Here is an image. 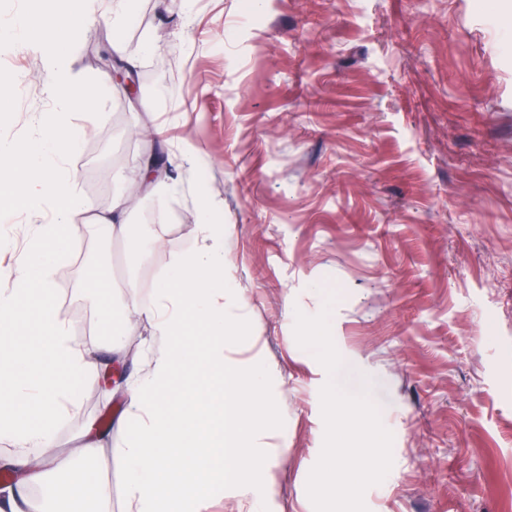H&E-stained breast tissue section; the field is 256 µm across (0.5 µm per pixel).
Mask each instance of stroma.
I'll return each instance as SVG.
<instances>
[{"label": "stroma", "mask_w": 512, "mask_h": 512, "mask_svg": "<svg viewBox=\"0 0 512 512\" xmlns=\"http://www.w3.org/2000/svg\"><path fill=\"white\" fill-rule=\"evenodd\" d=\"M65 63L96 84L105 107L72 117L66 166L87 202L81 224L136 189L127 221H145V155L174 171L164 245L130 264L105 244L117 297L142 299L195 239V175L223 205L225 277L244 298L254 348L284 426L268 431L272 512H313L306 493L323 443L328 379L300 348L296 312L325 292L339 381L363 378L393 435V467L364 496L369 512H512V0H94ZM136 59L129 101L111 76L113 43ZM0 72L29 75L0 111V137L27 139L54 101L40 56L0 42ZM96 245L71 237L57 263L71 334L129 377L144 373L151 324L131 318L124 347L96 336L80 290ZM121 388L87 380L65 411L56 453L83 447L96 423L108 444L84 465L124 512L113 424Z\"/></svg>", "instance_id": "35a3bbf8"}]
</instances>
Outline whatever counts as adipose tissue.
Masks as SVG:
<instances>
[{"instance_id": "adipose-tissue-1", "label": "adipose tissue", "mask_w": 512, "mask_h": 512, "mask_svg": "<svg viewBox=\"0 0 512 512\" xmlns=\"http://www.w3.org/2000/svg\"><path fill=\"white\" fill-rule=\"evenodd\" d=\"M65 25L38 31L18 17L0 24V41L36 44L48 66L49 92L56 107L52 120L39 123L30 142L19 144L0 138V213L37 214L42 203L53 206V217L32 227V235L14 267L0 268V438L16 449L7 466L24 462L27 451H52L60 421L68 406L77 404L83 382L98 373L91 354L73 339L56 312L55 274L59 258L71 236V217L83 210L72 178L63 164L71 140L70 116L78 107L99 105L96 91L72 80L59 54L68 43ZM132 200L113 197L107 213L94 224L106 238L123 240L131 256L160 248L162 236L142 238L131 231L125 214ZM29 304L20 315L21 304ZM31 335L37 342L26 355L16 352L18 336ZM70 498L87 502L91 512H109L111 490L85 467L69 468L61 488Z\"/></svg>"}]
</instances>
